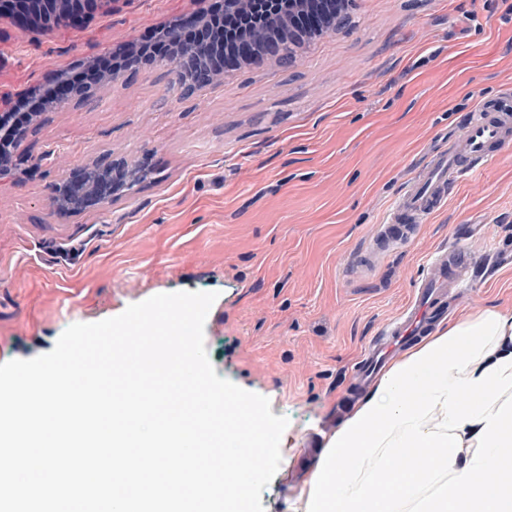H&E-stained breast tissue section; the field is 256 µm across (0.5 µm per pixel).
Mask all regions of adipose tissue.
I'll return each instance as SVG.
<instances>
[{
  "label": "adipose tissue",
  "instance_id": "1",
  "mask_svg": "<svg viewBox=\"0 0 512 512\" xmlns=\"http://www.w3.org/2000/svg\"><path fill=\"white\" fill-rule=\"evenodd\" d=\"M403 456L396 483L376 469ZM296 512H512V314L440 324L322 448Z\"/></svg>",
  "mask_w": 512,
  "mask_h": 512
}]
</instances>
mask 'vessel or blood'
Masks as SVG:
<instances>
[{
	"label": "vessel or blood",
	"mask_w": 512,
	"mask_h": 512,
	"mask_svg": "<svg viewBox=\"0 0 512 512\" xmlns=\"http://www.w3.org/2000/svg\"><path fill=\"white\" fill-rule=\"evenodd\" d=\"M512 143V113L480 102L448 140L433 153L424 169L393 204L385 224L379 225L373 250L386 244L413 241L420 232L421 217L439 210L452 188L471 172L495 164L505 145ZM477 258L464 246L452 245L438 255L429 276L411 301L367 343L357 362V383L370 385L383 374L393 355L421 336L435 311L446 301L450 288L468 281Z\"/></svg>",
	"instance_id": "obj_1"
}]
</instances>
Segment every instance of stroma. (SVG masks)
Returning a JSON list of instances; mask_svg holds the SVG:
<instances>
[{
	"label": "stroma",
	"mask_w": 512,
	"mask_h": 512,
	"mask_svg": "<svg viewBox=\"0 0 512 512\" xmlns=\"http://www.w3.org/2000/svg\"><path fill=\"white\" fill-rule=\"evenodd\" d=\"M212 0H113L76 27L0 17V112L75 64L141 40ZM512 111L504 0H349L335 33L285 67L265 58L186 93L172 68L127 72L51 111L0 184V363L50 352L74 323L160 293H216L204 327L219 377L289 424L264 512H294L313 442L351 415L361 348L463 243L489 263L459 309L512 312V144L410 244L370 268L360 252L428 156L478 101ZM144 163L134 190L58 217L52 188L92 159ZM41 159L39 168L29 163Z\"/></svg>",
	"instance_id": "stroma-1"
}]
</instances>
